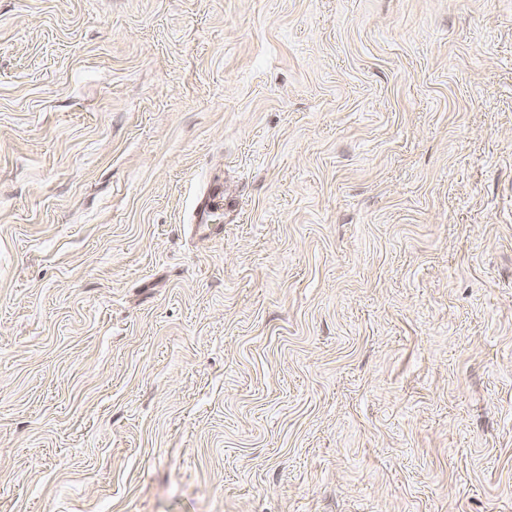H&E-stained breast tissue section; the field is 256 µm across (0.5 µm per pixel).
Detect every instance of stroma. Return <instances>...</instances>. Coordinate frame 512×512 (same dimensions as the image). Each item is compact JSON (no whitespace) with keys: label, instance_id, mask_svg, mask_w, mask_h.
Instances as JSON below:
<instances>
[{"label":"stroma","instance_id":"35a3bbf8","mask_svg":"<svg viewBox=\"0 0 512 512\" xmlns=\"http://www.w3.org/2000/svg\"><path fill=\"white\" fill-rule=\"evenodd\" d=\"M0 512H512V0H0ZM219 211H224V193H210L198 204L196 213V226L198 229L209 230L214 225L208 224L209 221H212V217Z\"/></svg>","mask_w":512,"mask_h":512}]
</instances>
